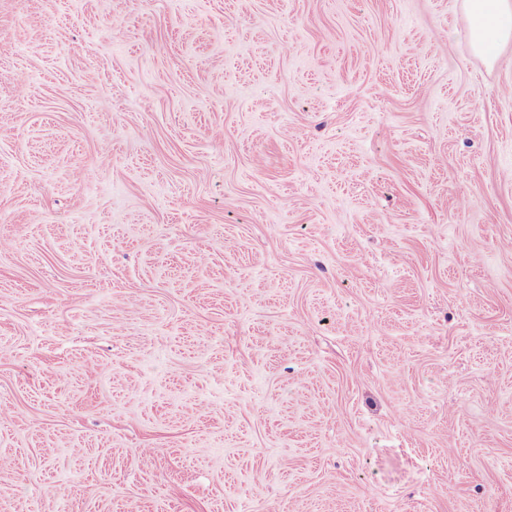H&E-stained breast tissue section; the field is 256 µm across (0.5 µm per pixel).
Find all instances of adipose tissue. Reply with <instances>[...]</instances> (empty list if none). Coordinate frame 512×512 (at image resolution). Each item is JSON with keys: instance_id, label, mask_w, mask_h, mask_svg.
<instances>
[{"instance_id": "ef3b65f1", "label": "adipose tissue", "mask_w": 512, "mask_h": 512, "mask_svg": "<svg viewBox=\"0 0 512 512\" xmlns=\"http://www.w3.org/2000/svg\"><path fill=\"white\" fill-rule=\"evenodd\" d=\"M463 9L476 53L493 57L512 40V0H463Z\"/></svg>"}]
</instances>
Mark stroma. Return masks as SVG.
<instances>
[{
    "mask_svg": "<svg viewBox=\"0 0 512 512\" xmlns=\"http://www.w3.org/2000/svg\"><path fill=\"white\" fill-rule=\"evenodd\" d=\"M0 512H512V42L461 0H0ZM471 44L476 53L491 58L512 37L511 0H463Z\"/></svg>",
    "mask_w": 512,
    "mask_h": 512,
    "instance_id": "1",
    "label": "stroma"
}]
</instances>
